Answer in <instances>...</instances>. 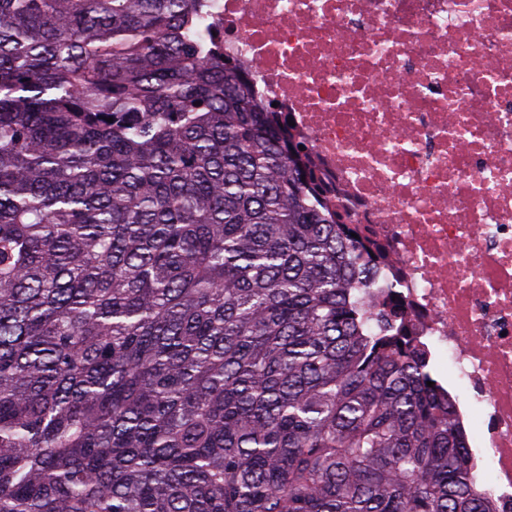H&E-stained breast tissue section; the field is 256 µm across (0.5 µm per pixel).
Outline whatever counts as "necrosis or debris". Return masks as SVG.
Here are the masks:
<instances>
[{
    "mask_svg": "<svg viewBox=\"0 0 512 512\" xmlns=\"http://www.w3.org/2000/svg\"><path fill=\"white\" fill-rule=\"evenodd\" d=\"M512 512V0H207Z\"/></svg>",
    "mask_w": 512,
    "mask_h": 512,
    "instance_id": "necrosis-or-debris-1",
    "label": "necrosis or debris"
}]
</instances>
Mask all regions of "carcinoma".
<instances>
[{"mask_svg": "<svg viewBox=\"0 0 512 512\" xmlns=\"http://www.w3.org/2000/svg\"><path fill=\"white\" fill-rule=\"evenodd\" d=\"M299 153L206 0H0V512H492Z\"/></svg>", "mask_w": 512, "mask_h": 512, "instance_id": "cac0c4a2", "label": "carcinoma"}]
</instances>
